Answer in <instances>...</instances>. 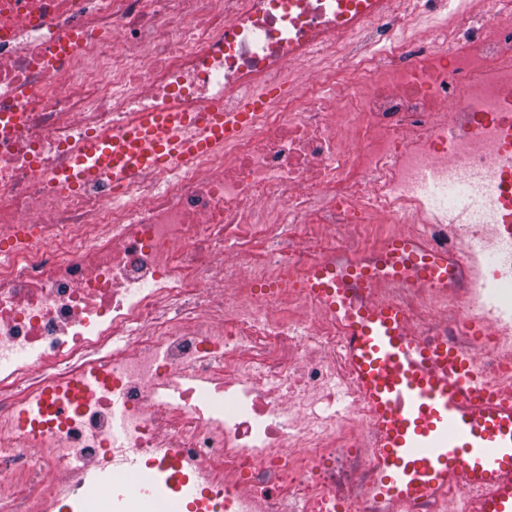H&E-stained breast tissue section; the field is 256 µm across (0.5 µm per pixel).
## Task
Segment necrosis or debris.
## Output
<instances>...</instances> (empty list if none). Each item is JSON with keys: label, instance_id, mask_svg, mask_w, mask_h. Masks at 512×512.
<instances>
[{"label": "necrosis or debris", "instance_id": "obj_1", "mask_svg": "<svg viewBox=\"0 0 512 512\" xmlns=\"http://www.w3.org/2000/svg\"><path fill=\"white\" fill-rule=\"evenodd\" d=\"M366 2L0 0V512L92 462L121 493L81 487L79 512H169L197 474L189 512H398L310 283L399 237L447 280L354 305L512 388V0ZM285 79L194 164L55 186L139 113Z\"/></svg>", "mask_w": 512, "mask_h": 512}]
</instances>
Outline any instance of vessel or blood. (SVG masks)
Returning a JSON list of instances; mask_svg holds the SVG:
<instances>
[{"instance_id":"b4317fda","label":"vessel or blood","mask_w":512,"mask_h":512,"mask_svg":"<svg viewBox=\"0 0 512 512\" xmlns=\"http://www.w3.org/2000/svg\"><path fill=\"white\" fill-rule=\"evenodd\" d=\"M267 98L263 92L230 108L141 113L117 138L87 142L59 172L58 185L138 178L191 163L222 147ZM317 272L315 295L346 318L350 361L381 434V463L401 512H412L427 490L455 475L465 478L481 512H512V391L490 389L474 361L447 346L404 342L398 308L352 309L326 266ZM417 275L423 283L446 280L448 263L426 256Z\"/></svg>"}]
</instances>
